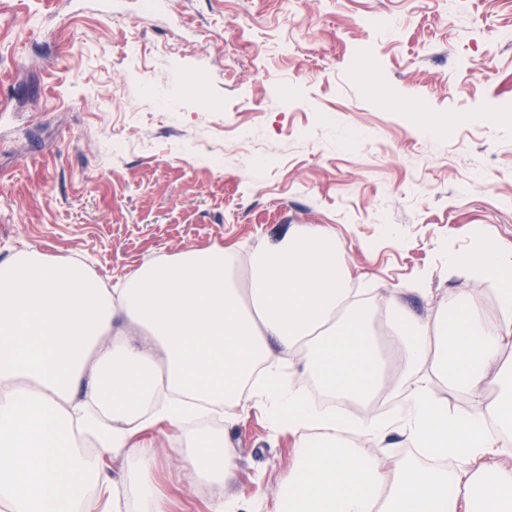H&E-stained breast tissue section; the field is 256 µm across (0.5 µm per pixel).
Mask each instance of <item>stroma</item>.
<instances>
[{
  "label": "stroma",
  "instance_id": "1",
  "mask_svg": "<svg viewBox=\"0 0 512 512\" xmlns=\"http://www.w3.org/2000/svg\"><path fill=\"white\" fill-rule=\"evenodd\" d=\"M156 2L0 0V260L78 257L118 288L191 244L245 255L325 224L372 302L491 293L448 255L512 247V0ZM223 429L229 487L160 442L173 512L279 494L292 438L256 410Z\"/></svg>",
  "mask_w": 512,
  "mask_h": 512
}]
</instances>
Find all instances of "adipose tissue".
<instances>
[{"label":"adipose tissue","instance_id":"ef3b65f1","mask_svg":"<svg viewBox=\"0 0 512 512\" xmlns=\"http://www.w3.org/2000/svg\"><path fill=\"white\" fill-rule=\"evenodd\" d=\"M236 254L189 246L148 261L122 287H100L74 258L35 248L0 260V505L7 512H122L111 457L137 461L138 512H170L154 468L160 439L191 450L194 480L233 483L218 422L225 407L264 411L295 440L296 463L272 512H512V326L472 298L428 320L403 294L369 309L350 288L343 248L324 224H300L259 246L246 284ZM512 255L489 247L448 257L451 273L501 277ZM297 354L330 396L366 405L336 416L308 400L277 363ZM501 365L499 396L486 372ZM431 367L432 376L422 373ZM466 393L451 412L438 386ZM404 396L397 417L371 410ZM403 438L436 469L385 459ZM94 455H87V448Z\"/></svg>","mask_w":512,"mask_h":512}]
</instances>
